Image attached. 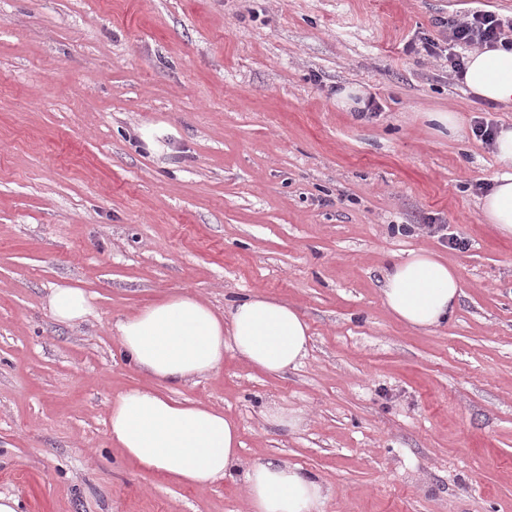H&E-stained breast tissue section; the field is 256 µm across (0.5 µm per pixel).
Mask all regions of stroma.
I'll use <instances>...</instances> for the list:
<instances>
[{"instance_id": "obj_1", "label": "stroma", "mask_w": 512, "mask_h": 512, "mask_svg": "<svg viewBox=\"0 0 512 512\" xmlns=\"http://www.w3.org/2000/svg\"><path fill=\"white\" fill-rule=\"evenodd\" d=\"M477 12L510 21L512 0H0V493L22 512H247L241 479L191 488L126 459L108 413L148 382L120 318L257 292L307 321L302 366L228 353L170 391L223 409L243 465L301 467L325 512H512V239L480 212L500 165L472 132L512 111L415 49ZM354 85L377 111L337 107ZM448 111L458 136L428 118ZM147 125L171 128L166 153L141 148ZM418 248L461 280L432 332L382 299L388 260ZM60 282L93 295L87 322L51 317ZM267 402L302 428L265 423Z\"/></svg>"}]
</instances>
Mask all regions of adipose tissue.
<instances>
[{"mask_svg": "<svg viewBox=\"0 0 512 512\" xmlns=\"http://www.w3.org/2000/svg\"><path fill=\"white\" fill-rule=\"evenodd\" d=\"M463 84L479 99L512 108V47L476 50L466 58ZM493 148L503 169L480 202L486 223L512 238V125L498 129ZM383 302L406 326L433 331L448 325L461 295L457 269L435 252L418 249L389 264ZM47 308L61 324L76 325L94 313L91 295L53 285ZM118 350L135 371L170 385L218 371L233 353L265 374L302 365L310 328L292 306L251 293L216 312L193 293L155 300L115 325ZM109 440L142 468L170 481L203 488L232 476L240 461V432L223 409L178 400L152 387H134L113 400ZM248 512H324L329 489L299 466L283 461L253 464L243 475Z\"/></svg>", "mask_w": 512, "mask_h": 512, "instance_id": "ef3b65f1", "label": "adipose tissue"}]
</instances>
